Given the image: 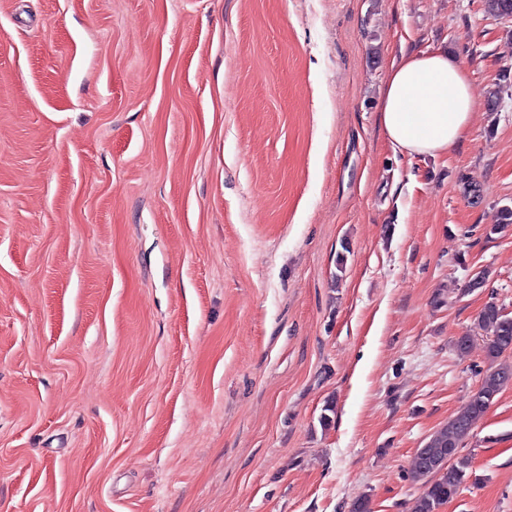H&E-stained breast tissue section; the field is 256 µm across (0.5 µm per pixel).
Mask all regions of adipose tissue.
I'll return each mask as SVG.
<instances>
[{
	"label": "adipose tissue",
	"mask_w": 512,
	"mask_h": 512,
	"mask_svg": "<svg viewBox=\"0 0 512 512\" xmlns=\"http://www.w3.org/2000/svg\"><path fill=\"white\" fill-rule=\"evenodd\" d=\"M473 109V90L454 52H410L387 72L380 120L397 151L436 157L464 139Z\"/></svg>",
	"instance_id": "adipose-tissue-1"
}]
</instances>
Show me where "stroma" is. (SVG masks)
Returning a JSON list of instances; mask_svg holds the SVG:
<instances>
[{
  "label": "stroma",
  "instance_id": "obj_1",
  "mask_svg": "<svg viewBox=\"0 0 512 512\" xmlns=\"http://www.w3.org/2000/svg\"><path fill=\"white\" fill-rule=\"evenodd\" d=\"M438 47L475 111L411 157ZM505 73L482 0H0V512H410L512 311ZM464 451L439 512H512V385ZM474 95L458 56L451 51L410 52L387 72L380 120L397 151L436 157L464 139Z\"/></svg>",
  "mask_w": 512,
  "mask_h": 512
}]
</instances>
